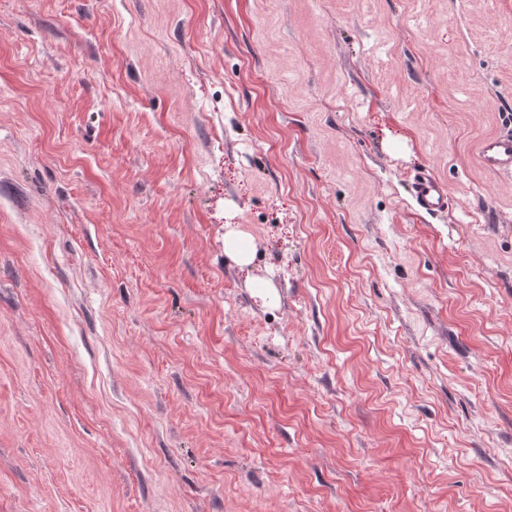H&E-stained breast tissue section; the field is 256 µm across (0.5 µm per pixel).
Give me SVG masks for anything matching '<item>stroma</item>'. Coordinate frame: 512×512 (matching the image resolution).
Segmentation results:
<instances>
[{
	"label": "stroma",
	"instance_id": "1",
	"mask_svg": "<svg viewBox=\"0 0 512 512\" xmlns=\"http://www.w3.org/2000/svg\"><path fill=\"white\" fill-rule=\"evenodd\" d=\"M511 114L512 0H0V512H512ZM479 160L487 172L512 173V135L498 134L482 139L479 143ZM410 194L416 206L429 214L448 210V189L429 169L421 168L412 176ZM224 253L239 267H246L253 262L254 250L241 232L230 229L224 232Z\"/></svg>",
	"mask_w": 512,
	"mask_h": 512
}]
</instances>
